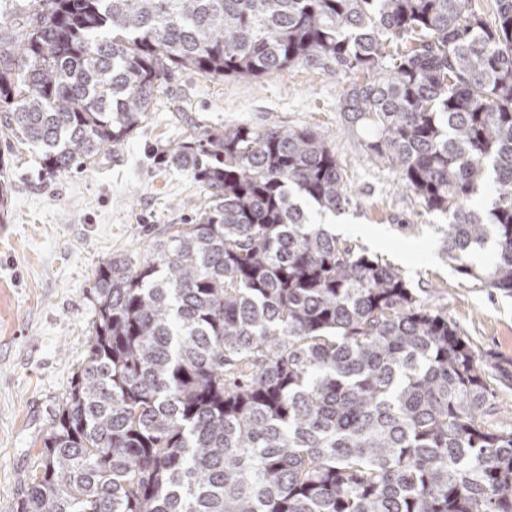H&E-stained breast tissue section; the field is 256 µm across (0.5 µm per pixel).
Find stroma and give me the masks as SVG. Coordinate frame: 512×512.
Here are the masks:
<instances>
[{"label": "stroma", "instance_id": "35a3bbf8", "mask_svg": "<svg viewBox=\"0 0 512 512\" xmlns=\"http://www.w3.org/2000/svg\"><path fill=\"white\" fill-rule=\"evenodd\" d=\"M348 74L298 65L244 81L173 71L148 119L90 168L41 178L36 150L0 136V175L11 186L0 223V512H18L39 466L41 440L66 396L91 334L92 277L106 260H144L168 225L187 224L207 195L179 167L153 158L193 125L310 128L327 140L350 202L326 224H355L353 249L398 269L416 297L469 340L485 374L487 420L512 423V292L458 272L427 211L399 172L372 160L340 110Z\"/></svg>", "mask_w": 512, "mask_h": 512}]
</instances>
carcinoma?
Segmentation results:
<instances>
[{
  "label": "carcinoma",
  "instance_id": "obj_1",
  "mask_svg": "<svg viewBox=\"0 0 512 512\" xmlns=\"http://www.w3.org/2000/svg\"><path fill=\"white\" fill-rule=\"evenodd\" d=\"M329 62L366 151L448 216L459 272L512 291V0L490 21L472 0H0V133L53 177L117 149L173 69ZM161 156L209 203L154 259L98 266L19 512H512L472 348L304 210L349 203L326 139L196 125Z\"/></svg>",
  "mask_w": 512,
  "mask_h": 512
}]
</instances>
